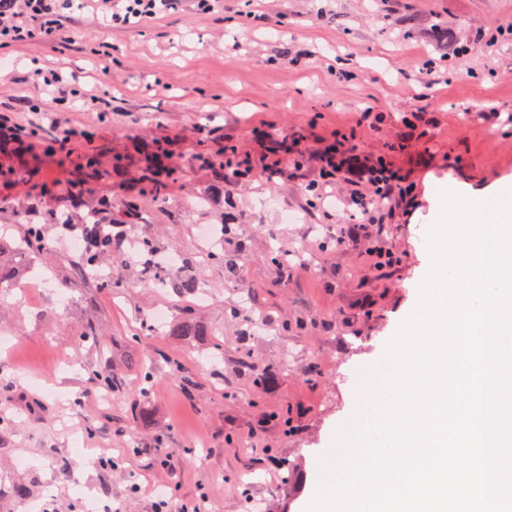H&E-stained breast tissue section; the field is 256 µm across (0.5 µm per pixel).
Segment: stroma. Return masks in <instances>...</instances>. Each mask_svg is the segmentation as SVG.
<instances>
[{
    "instance_id": "obj_1",
    "label": "stroma",
    "mask_w": 512,
    "mask_h": 512,
    "mask_svg": "<svg viewBox=\"0 0 512 512\" xmlns=\"http://www.w3.org/2000/svg\"><path fill=\"white\" fill-rule=\"evenodd\" d=\"M101 19L89 6L69 13L65 42L0 49V117L24 130L0 169L40 173L25 185L0 178V236L19 237L11 210L34 203L58 243L41 264L47 286L0 291V512H155L163 495L173 512L202 498L208 512H307L361 382L419 302L438 189L471 198L512 182V0H223L207 14L176 0L137 26ZM37 67L70 76L77 95L59 102ZM52 118L79 135L50 154L37 132ZM340 140L413 185L380 224L395 265L375 266L362 242L324 245L337 225L364 220L339 206L342 184L311 200ZM135 143L163 148L174 175L166 207H146L128 232L196 258L203 295H167L135 264L120 291L94 288L52 222L75 185L91 203L151 197ZM228 147L252 179L197 206L206 158ZM88 155L121 176L91 178ZM227 214L246 295L197 255V227ZM274 246L290 253L288 270L269 264ZM161 306L212 337L188 345L172 322L153 330ZM242 308L268 333H247ZM91 324L94 344L83 339ZM139 359L155 369L145 396ZM102 362L116 380L107 396L91 373ZM262 369L276 371L273 384L257 383ZM162 445L175 450L164 468Z\"/></svg>"
}]
</instances>
